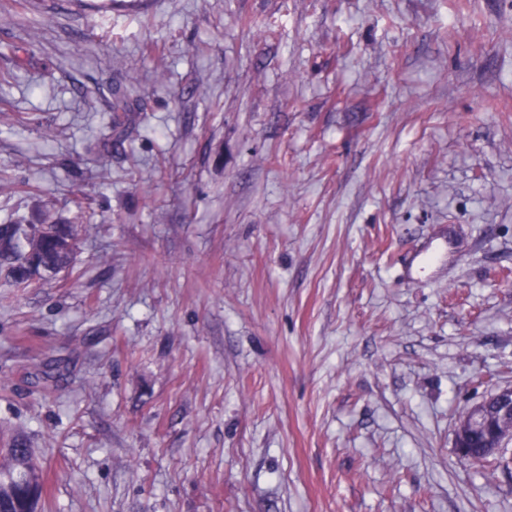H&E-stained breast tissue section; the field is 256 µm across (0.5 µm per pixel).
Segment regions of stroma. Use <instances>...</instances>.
I'll list each match as a JSON object with an SVG mask.
<instances>
[{"label":"stroma","mask_w":512,"mask_h":512,"mask_svg":"<svg viewBox=\"0 0 512 512\" xmlns=\"http://www.w3.org/2000/svg\"><path fill=\"white\" fill-rule=\"evenodd\" d=\"M100 3L0 0V224L85 217L0 283L42 512H512V0ZM474 428L483 430L486 449L495 455L504 468L512 467V453L505 449L512 444V386L498 389L493 395L473 406L459 421L455 448L462 459H469V438Z\"/></svg>","instance_id":"stroma-1"}]
</instances>
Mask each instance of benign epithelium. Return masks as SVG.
<instances>
[{"instance_id":"7a95c632","label":"benign epithelium","mask_w":512,"mask_h":512,"mask_svg":"<svg viewBox=\"0 0 512 512\" xmlns=\"http://www.w3.org/2000/svg\"><path fill=\"white\" fill-rule=\"evenodd\" d=\"M475 428L483 430L486 449L495 455L505 468L512 467V454L505 449L512 445V386L498 389L493 395L473 406L459 421L455 448L462 459H469V438Z\"/></svg>"}]
</instances>
